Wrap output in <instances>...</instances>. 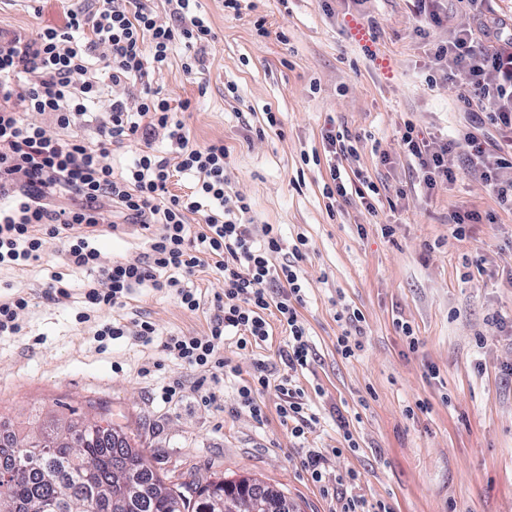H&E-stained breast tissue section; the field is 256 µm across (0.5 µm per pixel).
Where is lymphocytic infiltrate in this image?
<instances>
[{
    "label": "lymphocytic infiltrate",
    "instance_id": "obj_1",
    "mask_svg": "<svg viewBox=\"0 0 512 512\" xmlns=\"http://www.w3.org/2000/svg\"><path fill=\"white\" fill-rule=\"evenodd\" d=\"M93 9L68 10L60 27L35 31L0 28V269L23 270L44 263L52 251L64 257V271L51 272L47 299L67 300L66 271H81L85 310L125 307L134 289H165L180 305L211 310L206 337L168 336L165 352L184 365L225 374L226 337L246 350L269 336L265 315L279 314L286 334L287 373L259 366L242 381L241 407L256 423L265 411L258 396L273 387L282 401L278 412L294 438L319 422L304 402L293 375L312 360L308 329L299 313L305 288L296 267L305 238L293 259L277 263L283 238L274 224L253 229L246 196L233 191L230 151L223 141L191 142L179 112L190 101L171 105L151 81L175 54L186 74L204 67L203 52L215 35L199 0H167L174 24L160 23L148 0H93ZM473 24L434 44L435 70L429 83L455 70L460 99L472 123L457 138L425 136L413 121L399 128L403 154L416 165L418 189L428 195L457 179L462 160L493 194L500 209L512 212V28L486 13V0H464ZM174 148L166 156L156 140ZM139 149L131 161L115 164L116 150ZM330 181L323 188L331 206L358 197L377 213L380 189L372 181L353 187L336 164L356 155L362 140L347 130L322 131ZM188 180L175 194V178ZM201 215L199 229L189 218ZM145 234V256L104 260L96 242L126 225ZM216 271L223 291L203 301L191 281L201 269Z\"/></svg>",
    "mask_w": 512,
    "mask_h": 512
}]
</instances>
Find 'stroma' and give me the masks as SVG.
Here are the masks:
<instances>
[{
  "instance_id": "stroma-1",
  "label": "stroma",
  "mask_w": 512,
  "mask_h": 512,
  "mask_svg": "<svg viewBox=\"0 0 512 512\" xmlns=\"http://www.w3.org/2000/svg\"><path fill=\"white\" fill-rule=\"evenodd\" d=\"M86 6L0 0V23L60 26L66 10ZM200 11L216 35L204 69L186 75L176 57L154 84L172 104L191 100L182 116L191 139L224 141L232 187L249 199L255 224L279 225L282 259L297 237L307 240L296 265L306 288L299 313L315 357L296 383L319 423L306 440L293 438L272 387L260 395L264 424L237 402L239 380L258 364L286 373L287 338L278 321L249 352L227 337L224 357L236 372L217 382L162 349L172 334L207 335L208 311L188 312L172 295L141 288L126 307L103 309L100 319L151 321L153 341L128 335L100 342L93 323L77 320L85 309L83 274H72L69 297L58 305L41 296L51 271L45 265L0 272V284L31 296L22 331L0 339V432L20 435L38 421L106 412L176 483L252 476L298 512H337L336 498L302 465L305 449L320 448L334 472L357 473V494L371 504L385 501L393 512H512V379L503 372L512 362V338L488 322L495 312L512 316V213L497 212L490 190L468 172L429 200L412 187L416 173L396 139L400 124L413 120L440 138L468 116L455 84L427 86L428 50L412 35L409 0H243L237 14L222 0H200ZM259 19L266 34L256 30ZM270 112L278 119L273 128ZM332 123L373 136L389 153L384 164L367 146L343 165L395 200L388 215L393 236L358 198L328 212L329 168L310 157L322 150L321 131ZM255 128L264 138L252 137ZM457 209L497 218L457 239L448 225ZM345 306L361 312L365 329L361 350L349 359L336 351ZM401 322L412 328L417 350H409ZM431 366L437 378L428 377ZM173 383L182 388L179 401L162 402V388ZM212 391L214 403L206 399ZM420 400L429 410L408 414ZM340 414L356 449L345 447Z\"/></svg>"
}]
</instances>
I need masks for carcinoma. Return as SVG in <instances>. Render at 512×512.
Returning <instances> with one entry per match:
<instances>
[{
    "label": "carcinoma",
    "mask_w": 512,
    "mask_h": 512,
    "mask_svg": "<svg viewBox=\"0 0 512 512\" xmlns=\"http://www.w3.org/2000/svg\"><path fill=\"white\" fill-rule=\"evenodd\" d=\"M27 453L41 454L45 467L0 480V512H99L84 508L77 493L100 491L110 498L121 476L144 488L125 512H214L220 495L243 500L270 492L262 481L249 477L172 483L112 427L108 414L93 427L79 417L41 426L20 441L0 438L5 467Z\"/></svg>",
    "instance_id": "1"
}]
</instances>
